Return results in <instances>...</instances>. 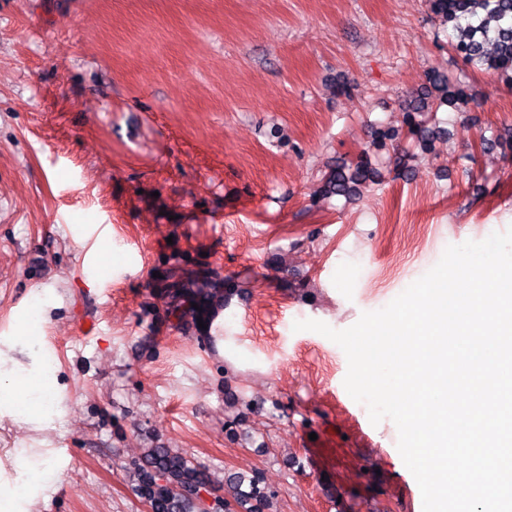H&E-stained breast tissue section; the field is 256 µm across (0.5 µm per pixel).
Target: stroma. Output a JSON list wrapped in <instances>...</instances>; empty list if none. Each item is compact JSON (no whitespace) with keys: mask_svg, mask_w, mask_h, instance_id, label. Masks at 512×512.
Segmentation results:
<instances>
[{"mask_svg":"<svg viewBox=\"0 0 512 512\" xmlns=\"http://www.w3.org/2000/svg\"><path fill=\"white\" fill-rule=\"evenodd\" d=\"M452 38L428 0H0V378L44 395L0 389V507L149 512L130 464L169 448L211 502L257 470L264 512H422L344 351L292 326L346 329L512 225V84ZM432 70L473 95L424 114L434 153L322 195ZM199 270L240 288L207 331L158 294Z\"/></svg>","mask_w":512,"mask_h":512,"instance_id":"obj_1","label":"stroma"}]
</instances>
